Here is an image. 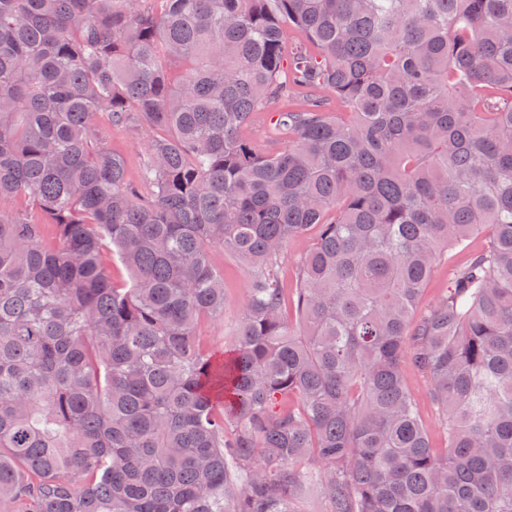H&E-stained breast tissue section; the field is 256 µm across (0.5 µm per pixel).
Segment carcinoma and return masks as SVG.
<instances>
[{"mask_svg": "<svg viewBox=\"0 0 512 512\" xmlns=\"http://www.w3.org/2000/svg\"><path fill=\"white\" fill-rule=\"evenodd\" d=\"M267 114L288 146L259 153ZM104 116L146 132L138 181ZM213 247L249 285L205 351ZM310 491L512 512V0H0V503L298 512ZM247 134L258 152L265 153L272 147L270 124L266 119H258L248 128ZM488 240L486 233H479L466 241L464 245L448 251L439 262L436 271L425 289L414 314V319L434 305L444 294L445 290L448 289V273L456 265L462 263L470 252L485 248L488 244ZM406 380L417 402L420 418L429 431L433 445L438 449L445 448V438L437 428V408L430 396L428 380L412 369L407 370Z\"/></svg>", "mask_w": 512, "mask_h": 512, "instance_id": "1", "label": "carcinoma"}]
</instances>
